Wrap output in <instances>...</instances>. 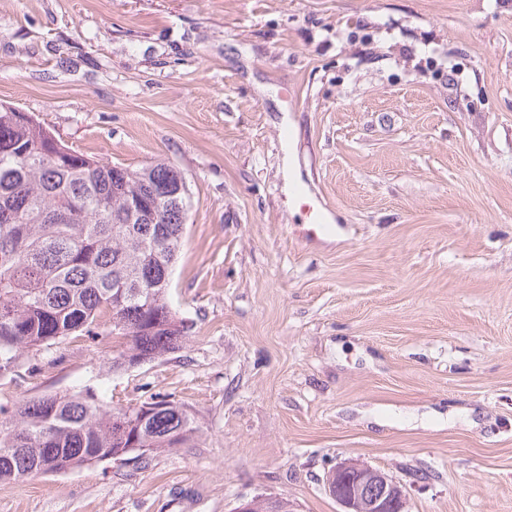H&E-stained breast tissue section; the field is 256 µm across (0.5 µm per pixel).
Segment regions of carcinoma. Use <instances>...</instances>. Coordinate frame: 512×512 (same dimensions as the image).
Masks as SVG:
<instances>
[{
	"mask_svg": "<svg viewBox=\"0 0 512 512\" xmlns=\"http://www.w3.org/2000/svg\"><path fill=\"white\" fill-rule=\"evenodd\" d=\"M51 140L39 121L0 106V378L31 349L98 336L103 316L116 335L114 369L179 349L188 326L167 292L186 211L163 202L144 220L125 214L127 198L151 199L182 173L117 167L64 144L49 158ZM138 425L139 447L153 452L193 433L189 414L165 399L107 407L87 389L27 400L0 425V481L106 461L117 432L130 438Z\"/></svg>",
	"mask_w": 512,
	"mask_h": 512,
	"instance_id": "1",
	"label": "carcinoma"
}]
</instances>
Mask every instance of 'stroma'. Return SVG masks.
Masks as SVG:
<instances>
[{
	"mask_svg": "<svg viewBox=\"0 0 512 512\" xmlns=\"http://www.w3.org/2000/svg\"><path fill=\"white\" fill-rule=\"evenodd\" d=\"M1 103L181 171L190 330L119 371L106 325L26 353L0 408L161 397L195 433L0 482V512H339L348 458L406 512H512V0H0Z\"/></svg>",
	"mask_w": 512,
	"mask_h": 512,
	"instance_id": "obj_1",
	"label": "stroma"
}]
</instances>
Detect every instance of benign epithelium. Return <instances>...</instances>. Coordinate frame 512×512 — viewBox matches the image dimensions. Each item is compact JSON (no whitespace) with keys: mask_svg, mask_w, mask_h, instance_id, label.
<instances>
[{"mask_svg":"<svg viewBox=\"0 0 512 512\" xmlns=\"http://www.w3.org/2000/svg\"><path fill=\"white\" fill-rule=\"evenodd\" d=\"M327 487L341 512H404L403 487L381 470L354 460L337 463Z\"/></svg>","mask_w":512,"mask_h":512,"instance_id":"7a95c632","label":"benign epithelium"}]
</instances>
